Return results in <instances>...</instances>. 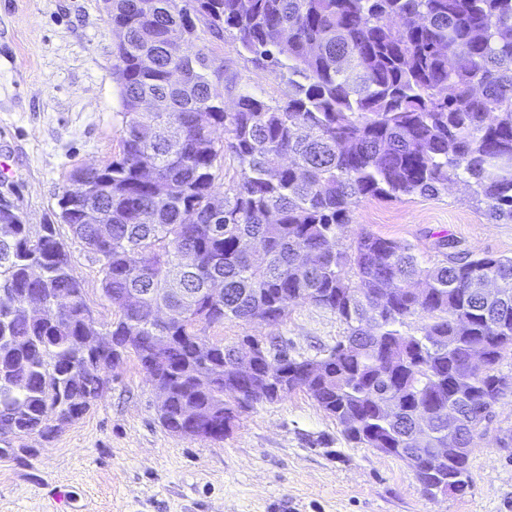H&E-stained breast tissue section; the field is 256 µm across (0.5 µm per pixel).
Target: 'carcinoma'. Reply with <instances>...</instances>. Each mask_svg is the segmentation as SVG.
<instances>
[{"mask_svg":"<svg viewBox=\"0 0 512 512\" xmlns=\"http://www.w3.org/2000/svg\"><path fill=\"white\" fill-rule=\"evenodd\" d=\"M112 0L122 103L119 152L93 172L97 191L61 195L60 222L102 262L103 296L118 308L107 328L85 320L82 284L53 224L32 233L22 212L0 209V442L49 438L98 397L101 371L134 354L167 387L162 425L190 421L222 441L266 374L241 378L226 346L206 329L226 320L277 324L288 293L335 313L344 336L321 358L323 374L288 359L292 389L307 392L359 447L405 459L435 448L440 425L413 443L427 411L456 408L469 450L431 467L430 484L472 489L470 456L479 424L512 390L497 366L512 355V258L461 255L443 239L444 260L363 232L348 249L336 239L361 198L435 196L459 179L497 221L512 219V0ZM399 23H392L393 19ZM202 20L216 37L231 28L237 50L288 72L290 90L270 104L243 94L224 111L210 91L219 74L200 49L176 57L173 41ZM152 59L143 68L141 58ZM184 72L181 83L169 72ZM165 112H138L143 97ZM224 129V140L215 138ZM236 177L220 191L224 150ZM86 206L97 223H79ZM199 265H180L183 248ZM219 252L222 261L212 264ZM224 281V297L203 292ZM490 278L486 297L475 283ZM37 291L66 314L29 319L24 295ZM187 316L158 324L152 309ZM419 319L416 333L405 331ZM482 348L487 369L469 370ZM402 399V412L383 407Z\"/></svg>","mask_w":512,"mask_h":512,"instance_id":"1","label":"carcinoma"}]
</instances>
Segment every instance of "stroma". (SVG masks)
<instances>
[{"label":"stroma","instance_id":"1","mask_svg":"<svg viewBox=\"0 0 512 512\" xmlns=\"http://www.w3.org/2000/svg\"><path fill=\"white\" fill-rule=\"evenodd\" d=\"M197 34L224 69L212 93L226 111L243 94L285 97L280 70L254 66L232 31L218 39L201 23ZM115 42L103 0H0V194L31 227L55 220L75 169L118 152ZM59 232L88 306L110 326L118 311L102 295L100 261L67 225ZM363 232L411 244L429 263L440 260L442 237L464 253L512 257V219H490L462 181L435 196L361 199L340 247ZM343 332L333 312L300 301L279 324L233 320L206 330L227 344L277 339L298 359L324 357ZM105 378L90 409L53 439L13 440L27 452L0 457V512H512V448L500 446L512 430V394L479 428L470 493L433 500L404 461L345 440L306 392L256 404L218 442L162 427L159 393L135 357Z\"/></svg>","mask_w":512,"mask_h":512}]
</instances>
